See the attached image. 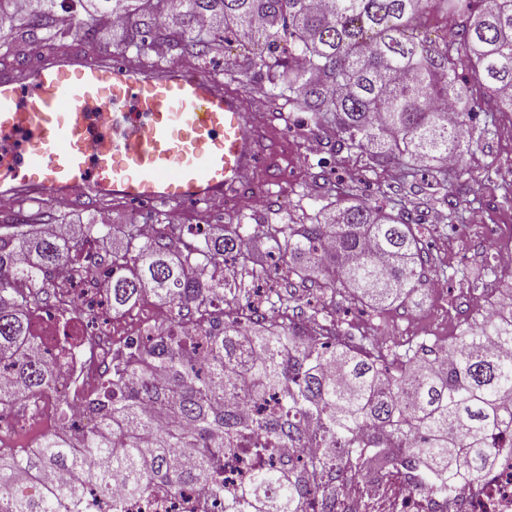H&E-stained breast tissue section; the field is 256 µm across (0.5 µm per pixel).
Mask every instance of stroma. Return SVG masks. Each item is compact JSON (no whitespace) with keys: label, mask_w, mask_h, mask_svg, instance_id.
I'll list each match as a JSON object with an SVG mask.
<instances>
[{"label":"stroma","mask_w":512,"mask_h":512,"mask_svg":"<svg viewBox=\"0 0 512 512\" xmlns=\"http://www.w3.org/2000/svg\"><path fill=\"white\" fill-rule=\"evenodd\" d=\"M251 51L229 43L217 54L209 56L205 68L231 75V84L243 92L269 100L270 92L261 80ZM458 107H479L475 120L467 123L466 135L474 143V152L464 170L452 171L447 187L430 188L420 182L422 168L400 159L380 166L366 152L358 149L337 154L327 148L310 151L312 142L321 139L316 128L303 125L301 113L277 120L276 126L286 152L281 161L286 170L285 181L263 196L264 206H243L226 213L204 204L188 205L172 214L177 224L192 223L194 217L207 219L209 227L227 224H259L265 216V205L277 202L280 207L275 221L297 224L314 216L325 200L312 181L318 170H326L339 188L355 186L359 200L370 206L395 210L408 206L419 218L421 233L430 253L436 278L445 287L437 295L426 285H418L405 303H393L380 309L351 303L345 291L330 293L316 287L297 289L287 306L271 300L272 310L286 308L289 319L302 320L312 315L334 324L337 332L357 342L390 333L389 346L401 347L398 338L408 318L421 324V341L455 336L465 322L478 318L473 308L477 297H488L505 290L508 280L498 265L496 250L512 243V114L498 111L467 64H459ZM388 185L380 194L379 185ZM459 202L456 216H449L447 195ZM250 261L237 272L234 295L238 303L253 298L257 278L273 273V262L264 239L251 241Z\"/></svg>","instance_id":"1"}]
</instances>
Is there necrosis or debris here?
<instances>
[{
	"mask_svg": "<svg viewBox=\"0 0 512 512\" xmlns=\"http://www.w3.org/2000/svg\"><path fill=\"white\" fill-rule=\"evenodd\" d=\"M94 277L85 274L79 288L63 292L53 310L36 306L34 333L42 345L56 355L54 391L40 397L32 415L22 421L11 419L10 404H0V448L14 451L36 434H48L57 424L60 401H70L77 408V422L81 427L94 425L92 415L82 411L83 402L97 391L103 367L112 359L113 343L122 341L135 328L134 323L103 318L92 290ZM80 318L85 323H101L100 337L91 338L85 346L61 352V343L51 334L54 322ZM257 465L254 447L233 448L224 453L223 491H216L211 483H196L174 490L155 487L146 496L129 498L115 495L104 497L85 492L87 512H224L226 492L251 479ZM375 468L373 459L362 460L357 475L334 481L327 473L304 472L311 484L335 485L336 512H362V503L373 500L382 503L385 497L396 500L393 512H512V448L500 449L493 464L481 475L458 477L444 492L416 496L408 475L392 473L394 487L383 494L381 486L370 479Z\"/></svg>",
	"mask_w": 512,
	"mask_h": 512,
	"instance_id": "necrosis-or-debris-1",
	"label": "necrosis or debris"
}]
</instances>
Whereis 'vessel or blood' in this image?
<instances>
[{
  "mask_svg": "<svg viewBox=\"0 0 512 512\" xmlns=\"http://www.w3.org/2000/svg\"><path fill=\"white\" fill-rule=\"evenodd\" d=\"M257 99L175 64L68 49L0 76V202L162 203L177 209L277 184Z\"/></svg>",
  "mask_w": 512,
  "mask_h": 512,
  "instance_id": "b4317fda",
  "label": "vessel or blood"
}]
</instances>
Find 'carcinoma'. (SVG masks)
<instances>
[{
  "instance_id": "1",
  "label": "carcinoma",
  "mask_w": 512,
  "mask_h": 512,
  "mask_svg": "<svg viewBox=\"0 0 512 512\" xmlns=\"http://www.w3.org/2000/svg\"><path fill=\"white\" fill-rule=\"evenodd\" d=\"M462 17L444 48L414 34L427 5ZM18 18L0 12V42L18 56L47 37L71 33L75 12L112 19L125 29L118 52L140 59L175 53L200 62L234 37L258 47L259 70L281 108L305 112L328 127L326 145L337 153L368 149L373 163L409 157L448 181V159L460 168L472 145L465 113L450 116L456 66L467 63L499 109L512 112V0H26ZM208 26H199V20ZM320 209L308 224H263L277 265L288 270L284 288L318 279L319 288L347 289L350 299L381 307L404 300L424 274L427 252L408 213L393 214L363 202ZM15 231L0 235V366L13 372L0 401L23 402L53 392L51 360L35 351V302L74 286L94 261L107 265L101 304L114 313L145 296L168 307V328L147 329L112 354L100 389L85 410L98 419L76 425L72 406L60 403L58 428L35 453L0 451V512H83L86 486L112 493V475L139 497L154 485L174 488L212 476L224 450L254 435L299 438L307 426L323 447L343 453L305 466L343 478L366 455L385 477L422 469L420 490L441 488L439 477L478 474L512 438V303L488 301L482 321L466 323L450 342L409 345L373 353L315 319L280 323L246 304L248 314L224 311V289L248 261L240 241L250 224H228L219 237L177 228L145 238L135 225L123 249L100 254L90 243L116 227L89 224L83 242L32 236L23 219L0 221ZM34 253L36 262L20 261ZM221 309L195 333L180 320ZM274 410L266 411L269 402ZM250 402L256 414L240 417ZM162 411L160 429L147 409ZM190 455L191 468L171 469V457ZM68 467L74 478L45 487L16 483L20 472ZM333 487L311 486L298 465H262L241 486L227 512H306L318 496L331 504Z\"/></svg>"
}]
</instances>
